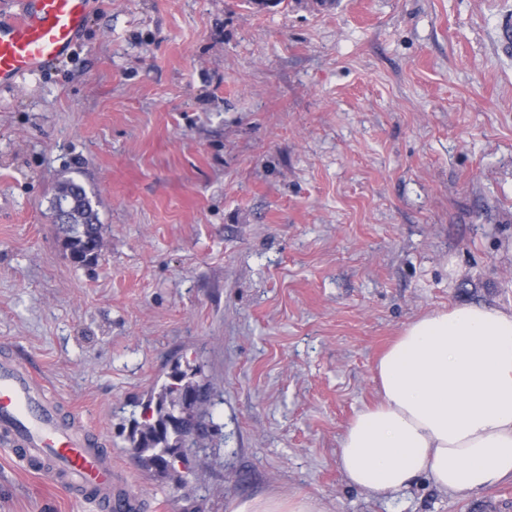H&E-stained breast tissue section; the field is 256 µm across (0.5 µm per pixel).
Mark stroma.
I'll list each match as a JSON object with an SVG mask.
<instances>
[{"mask_svg": "<svg viewBox=\"0 0 512 512\" xmlns=\"http://www.w3.org/2000/svg\"><path fill=\"white\" fill-rule=\"evenodd\" d=\"M512 0H92L72 55L0 93V346L103 435L147 512H512L427 477L350 485L339 439L419 315L512 313ZM92 196L76 266L51 200ZM216 430L186 487L127 436L176 361ZM0 512H94L0 445ZM64 191H70L75 199L70 224H58L70 250L71 260L81 267L96 264L104 247L103 224H100L91 199L81 184L73 180L63 182L56 197ZM232 512H323L318 500L311 496L280 498L257 496L238 500L232 505Z\"/></svg>", "mask_w": 512, "mask_h": 512, "instance_id": "stroma-1", "label": "stroma"}]
</instances>
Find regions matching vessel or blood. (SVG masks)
Masks as SVG:
<instances>
[{
	"instance_id": "vessel-or-blood-1",
	"label": "vessel or blood",
	"mask_w": 512,
	"mask_h": 512,
	"mask_svg": "<svg viewBox=\"0 0 512 512\" xmlns=\"http://www.w3.org/2000/svg\"><path fill=\"white\" fill-rule=\"evenodd\" d=\"M90 0H0V91L49 72L81 41ZM0 444L27 467L98 512H144L124 486L111 449L79 418L61 421L57 399L25 363L0 361Z\"/></svg>"
}]
</instances>
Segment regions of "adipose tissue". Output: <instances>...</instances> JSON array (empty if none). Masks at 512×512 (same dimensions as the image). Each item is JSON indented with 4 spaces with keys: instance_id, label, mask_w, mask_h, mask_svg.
I'll list each match as a JSON object with an SVG mask.
<instances>
[{
    "instance_id": "obj_1",
    "label": "adipose tissue",
    "mask_w": 512,
    "mask_h": 512,
    "mask_svg": "<svg viewBox=\"0 0 512 512\" xmlns=\"http://www.w3.org/2000/svg\"><path fill=\"white\" fill-rule=\"evenodd\" d=\"M379 401L346 427L347 481L376 495L427 476L479 492L512 477V313L435 309L407 324L374 368ZM232 512H322L310 496H257Z\"/></svg>"
}]
</instances>
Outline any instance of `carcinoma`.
<instances>
[{
  "label": "carcinoma",
  "mask_w": 512,
  "mask_h": 512,
  "mask_svg": "<svg viewBox=\"0 0 512 512\" xmlns=\"http://www.w3.org/2000/svg\"><path fill=\"white\" fill-rule=\"evenodd\" d=\"M64 191L73 194L75 206L70 223L59 225V230L64 234L72 262L81 267L93 265L102 256L103 225L81 184L65 181L58 188V192ZM195 375L194 371L175 366L169 375L170 381L163 384L146 404L145 412L150 417L142 423H134L128 435L143 467L155 477L172 480L178 485L185 483V476L175 470L170 459L177 452L182 454L186 449L196 447L197 443V439L192 437L190 422L181 417L185 411L194 412V406H182L181 397L188 393L200 394Z\"/></svg>",
  "instance_id": "1"
}]
</instances>
